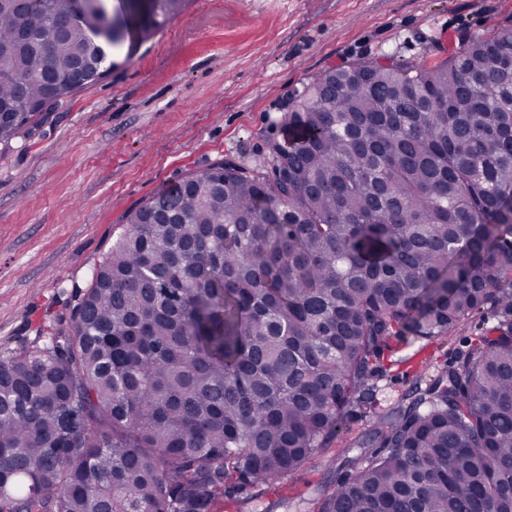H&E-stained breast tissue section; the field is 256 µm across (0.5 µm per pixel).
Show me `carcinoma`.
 Masks as SVG:
<instances>
[{
    "instance_id": "carcinoma-1",
    "label": "carcinoma",
    "mask_w": 512,
    "mask_h": 512,
    "mask_svg": "<svg viewBox=\"0 0 512 512\" xmlns=\"http://www.w3.org/2000/svg\"><path fill=\"white\" fill-rule=\"evenodd\" d=\"M0 0V145L98 80L71 0ZM512 28L328 69L271 173L130 212L69 322L0 357V512H216L301 470L407 333L503 320L387 415L318 512H512Z\"/></svg>"
}]
</instances>
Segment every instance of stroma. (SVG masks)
<instances>
[{"instance_id": "1", "label": "stroma", "mask_w": 512, "mask_h": 512, "mask_svg": "<svg viewBox=\"0 0 512 512\" xmlns=\"http://www.w3.org/2000/svg\"><path fill=\"white\" fill-rule=\"evenodd\" d=\"M112 20L123 36L111 68L0 147V356L67 315L150 197L222 160L270 168V143L295 136L284 120L295 94L326 69L386 56L436 67L462 38L512 27V0H185L158 23L146 0H112ZM497 320L488 310L445 337L393 341L367 406L328 448L216 512H317L381 415Z\"/></svg>"}]
</instances>
